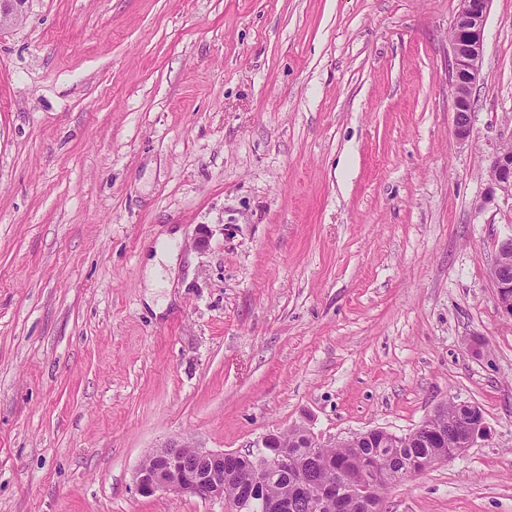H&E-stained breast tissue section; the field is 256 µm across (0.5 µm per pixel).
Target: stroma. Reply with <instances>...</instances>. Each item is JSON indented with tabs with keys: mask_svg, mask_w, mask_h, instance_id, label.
Listing matches in <instances>:
<instances>
[{
	"mask_svg": "<svg viewBox=\"0 0 512 512\" xmlns=\"http://www.w3.org/2000/svg\"><path fill=\"white\" fill-rule=\"evenodd\" d=\"M459 0H27L0 30V512H228L145 498L153 450L294 426L488 436L385 512H512V0L454 127ZM176 254L150 288L157 244ZM489 168L490 192H500L512 198V142L500 146L492 155ZM490 280L494 288L498 308L504 316L512 319V280L509 281L501 277L497 265H493L490 270Z\"/></svg>",
	"mask_w": 512,
	"mask_h": 512,
	"instance_id": "stroma-1",
	"label": "stroma"
}]
</instances>
